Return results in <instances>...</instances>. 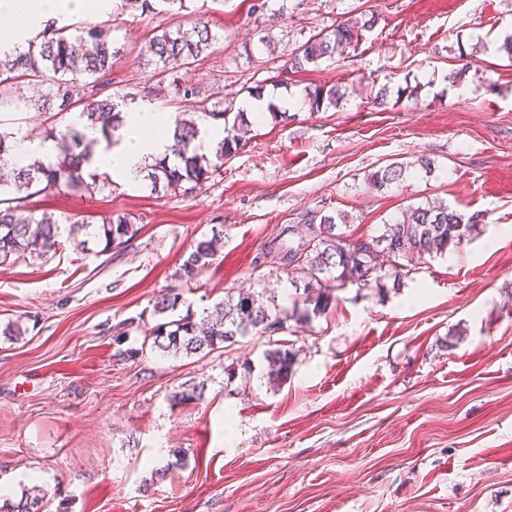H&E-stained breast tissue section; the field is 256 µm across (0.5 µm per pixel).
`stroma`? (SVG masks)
<instances>
[{"instance_id": "1", "label": "stroma", "mask_w": 512, "mask_h": 512, "mask_svg": "<svg viewBox=\"0 0 512 512\" xmlns=\"http://www.w3.org/2000/svg\"><path fill=\"white\" fill-rule=\"evenodd\" d=\"M250 4L185 0L172 15L114 0L82 17L124 50L106 88L120 111H193L138 53L154 30L200 20L220 40L182 83L236 112L257 90L286 108L252 119L247 144L200 187L116 176L92 195L23 202L64 235L110 213L140 232L117 252L65 241L0 265V486L12 503L42 494L45 512H512V60L500 50L512 0H270L259 17ZM351 16L373 25L343 59L278 79L287 50ZM409 83L418 100L398 99ZM313 84L346 97L313 111ZM32 93L21 87L1 129L44 130ZM421 156L434 174L371 187L372 171ZM426 199L483 221L414 258L399 290L346 285L327 314L281 332L297 352L288 381H269L265 337L202 360L143 349L166 289L197 314L264 287L302 303L282 256L311 217L346 214V234L366 238ZM217 231L216 263L185 284L184 254ZM12 321L26 334L6 335ZM199 384L200 399L177 401ZM176 456L183 467L168 469Z\"/></svg>"}]
</instances>
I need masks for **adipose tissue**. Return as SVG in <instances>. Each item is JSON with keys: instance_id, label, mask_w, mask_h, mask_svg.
<instances>
[{"instance_id": "obj_1", "label": "adipose tissue", "mask_w": 512, "mask_h": 512, "mask_svg": "<svg viewBox=\"0 0 512 512\" xmlns=\"http://www.w3.org/2000/svg\"><path fill=\"white\" fill-rule=\"evenodd\" d=\"M111 6L112 0H0V14L11 20L9 26L0 27V39L16 38L21 29L48 16L99 13ZM173 133L166 113H136L119 144L99 154L95 164L125 180H137L146 163L166 152Z\"/></svg>"}]
</instances>
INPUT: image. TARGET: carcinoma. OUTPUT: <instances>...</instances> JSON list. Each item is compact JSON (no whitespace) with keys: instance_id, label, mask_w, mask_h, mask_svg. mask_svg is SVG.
Listing matches in <instances>:
<instances>
[{"instance_id":"carcinoma-1","label":"carcinoma","mask_w":512,"mask_h":512,"mask_svg":"<svg viewBox=\"0 0 512 512\" xmlns=\"http://www.w3.org/2000/svg\"><path fill=\"white\" fill-rule=\"evenodd\" d=\"M144 12H167L185 8V0H134ZM369 23L348 18L330 30H322L293 49L285 61V72H303L336 59L356 45ZM218 37L206 22L190 30L165 27L149 40L146 65L155 75L170 79L174 93L191 97L195 89L180 82L178 72L200 61L214 48ZM27 49L18 45L5 49L0 45V110L13 103V93L23 83L46 87L47 93L29 100L27 106L57 116L79 107L75 121L63 127L52 124L42 133V142L58 144L52 160L34 159L28 163L14 161L16 133L0 130V264L26 254L40 255L56 249L60 229L50 219H35L18 214L17 203L23 198L48 192H90L110 184L109 175L91 170L95 142L87 131L98 130L107 144L126 126L125 116L115 111L112 96L102 94L108 85L105 78L120 53L109 40L104 28L84 31L72 24L59 25V19L46 20L44 28L25 39ZM310 107L317 110L335 107L345 97L337 85L319 84L305 89ZM203 118L223 124L224 137L215 141L208 153L195 145L200 128L194 121L175 117L173 144L176 159L169 164L162 158L150 165L153 183L167 189L186 183L195 186L220 173L224 159L243 148L238 130L246 113L230 115V108L209 107L201 102ZM408 167L393 162L370 175L378 190L400 184ZM344 215L325 214L319 224H308L309 234L296 249H288V277L303 288V306L286 309L278 304L275 292L262 291L234 298L228 296L203 310L200 320L191 314L172 317L184 303L182 293L170 289L154 302L153 313L160 316L153 327L151 340H143L150 349L174 356H197L201 359L237 342L250 333L273 335L287 328L288 321L298 325L326 313L336 302V291L347 283L383 296L397 290L408 275L401 259L414 253H443L451 243L459 244L479 222L478 215H465L440 201L411 204L402 217L383 226L382 233L356 240L338 231ZM85 234L103 243V250L119 249L138 234V227L124 214H109L81 224ZM217 237L196 242L183 259L179 277L193 283L216 260ZM265 359L270 375L285 381L292 375L297 352L287 343L273 342ZM12 512H43V498L24 494L11 505Z\"/></svg>"}]
</instances>
